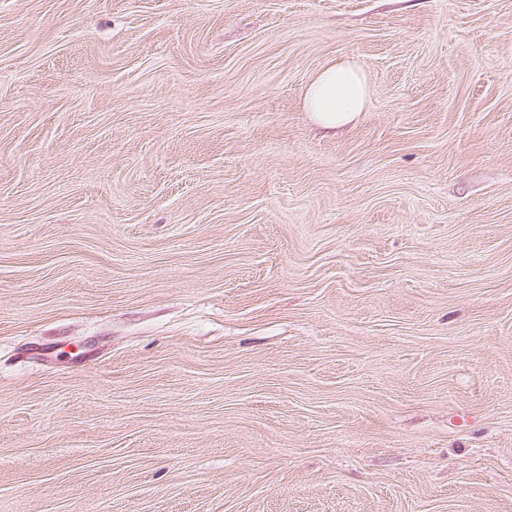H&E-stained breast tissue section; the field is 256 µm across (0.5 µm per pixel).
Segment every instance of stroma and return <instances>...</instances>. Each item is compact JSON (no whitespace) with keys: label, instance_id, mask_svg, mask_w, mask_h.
<instances>
[{"label":"stroma","instance_id":"stroma-1","mask_svg":"<svg viewBox=\"0 0 512 512\" xmlns=\"http://www.w3.org/2000/svg\"><path fill=\"white\" fill-rule=\"evenodd\" d=\"M0 512H512V0H0ZM370 81L353 58L335 60L320 70L307 86L303 106L326 130L349 125L366 108Z\"/></svg>","mask_w":512,"mask_h":512}]
</instances>
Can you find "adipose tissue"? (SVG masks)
<instances>
[{"mask_svg":"<svg viewBox=\"0 0 512 512\" xmlns=\"http://www.w3.org/2000/svg\"><path fill=\"white\" fill-rule=\"evenodd\" d=\"M370 81L355 59L343 58L320 70L307 86L303 106L324 129L349 125L366 108Z\"/></svg>","mask_w":512,"mask_h":512,"instance_id":"obj_1","label":"adipose tissue"}]
</instances>
